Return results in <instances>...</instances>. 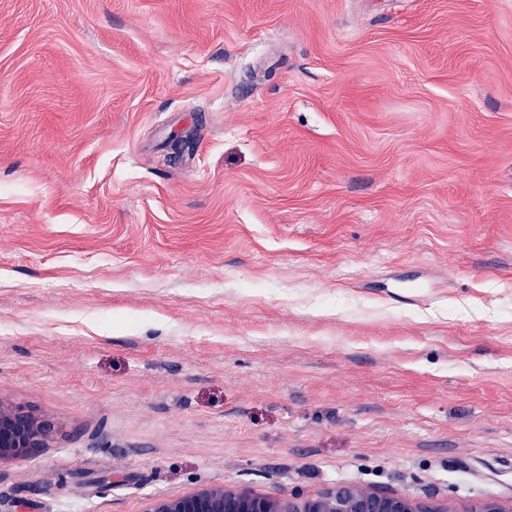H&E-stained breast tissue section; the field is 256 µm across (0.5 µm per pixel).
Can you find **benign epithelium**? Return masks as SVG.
I'll return each instance as SVG.
<instances>
[{"mask_svg": "<svg viewBox=\"0 0 512 512\" xmlns=\"http://www.w3.org/2000/svg\"><path fill=\"white\" fill-rule=\"evenodd\" d=\"M51 424L0 401V461L28 456L48 445ZM147 512H456L446 503L435 507L403 495L338 483L323 496L304 501H273L250 492L207 488L153 501Z\"/></svg>", "mask_w": 512, "mask_h": 512, "instance_id": "benign-epithelium-1", "label": "benign epithelium"}]
</instances>
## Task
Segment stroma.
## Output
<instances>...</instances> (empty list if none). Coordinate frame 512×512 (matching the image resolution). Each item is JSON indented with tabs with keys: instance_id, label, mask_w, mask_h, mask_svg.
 Instances as JSON below:
<instances>
[{
	"instance_id": "obj_1",
	"label": "stroma",
	"mask_w": 512,
	"mask_h": 512,
	"mask_svg": "<svg viewBox=\"0 0 512 512\" xmlns=\"http://www.w3.org/2000/svg\"><path fill=\"white\" fill-rule=\"evenodd\" d=\"M0 400V512L512 501V0H0ZM51 424L0 400V462L47 448ZM147 512H457L451 503L434 507L403 495L339 483L318 499L302 503L250 492H226L222 487L207 488L180 497L153 501Z\"/></svg>"
}]
</instances>
